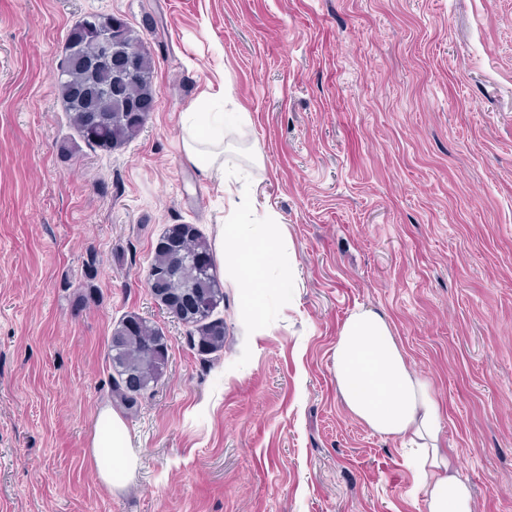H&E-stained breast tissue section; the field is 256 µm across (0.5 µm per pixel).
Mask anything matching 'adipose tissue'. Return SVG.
Masks as SVG:
<instances>
[{
  "label": "adipose tissue",
  "instance_id": "adipose-tissue-1",
  "mask_svg": "<svg viewBox=\"0 0 512 512\" xmlns=\"http://www.w3.org/2000/svg\"><path fill=\"white\" fill-rule=\"evenodd\" d=\"M245 112H202L190 106L182 115L181 149L186 159L218 180L226 215L217 237L230 240L225 255L229 280L242 300V314L252 317L261 300L295 277L283 263L285 226L280 214L240 187L241 174L224 172V141L248 124ZM336 384L351 416L382 437L400 441L417 472L425 512H473L474 499L457 463L442 442L443 408L431 383L410 370L385 314L358 309L344 322L333 352ZM85 457L108 489L126 485L136 466L122 416L101 408Z\"/></svg>",
  "mask_w": 512,
  "mask_h": 512
}]
</instances>
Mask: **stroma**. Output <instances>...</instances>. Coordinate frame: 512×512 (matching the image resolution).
<instances>
[{"label": "stroma", "instance_id": "1", "mask_svg": "<svg viewBox=\"0 0 512 512\" xmlns=\"http://www.w3.org/2000/svg\"><path fill=\"white\" fill-rule=\"evenodd\" d=\"M95 13L147 41L158 89L109 152L55 87ZM206 88L250 116L224 166L281 215L296 277L260 326L218 269L224 348L202 356L146 273L168 225L212 241L224 219L180 150ZM360 307L431 381L475 512H512V0H0V512H424L399 442L337 392ZM130 313L169 360L121 412L137 466L111 492L83 455ZM82 21L74 25L69 32L66 44L65 60L58 69L59 76L60 73H64L65 70L71 68L70 63L73 55L76 53L86 54L95 51L96 43L93 41V38L85 33L86 29L82 28Z\"/></svg>", "mask_w": 512, "mask_h": 512}]
</instances>
